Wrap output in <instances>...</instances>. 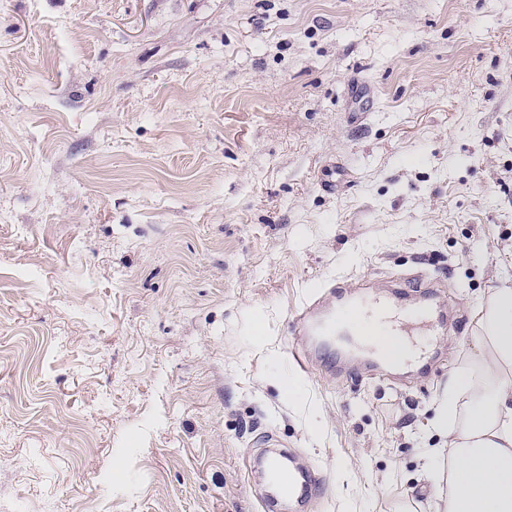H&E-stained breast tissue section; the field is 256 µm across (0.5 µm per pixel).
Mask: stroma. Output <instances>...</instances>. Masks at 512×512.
Masks as SVG:
<instances>
[{
  "label": "stroma",
  "instance_id": "obj_1",
  "mask_svg": "<svg viewBox=\"0 0 512 512\" xmlns=\"http://www.w3.org/2000/svg\"><path fill=\"white\" fill-rule=\"evenodd\" d=\"M506 274L512 0H0V512H268L267 448L326 484L285 512H434ZM402 278L414 359L297 365ZM321 306V298L311 299L304 305L296 318V331L298 336H312L324 334V330L315 325V318Z\"/></svg>",
  "mask_w": 512,
  "mask_h": 512
}]
</instances>
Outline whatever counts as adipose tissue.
Masks as SVG:
<instances>
[{"label":"adipose tissue","instance_id":"1","mask_svg":"<svg viewBox=\"0 0 512 512\" xmlns=\"http://www.w3.org/2000/svg\"><path fill=\"white\" fill-rule=\"evenodd\" d=\"M479 327L475 371L455 375L437 410L448 447L424 451L426 470L443 486L435 512H512V276L491 289Z\"/></svg>","mask_w":512,"mask_h":512}]
</instances>
